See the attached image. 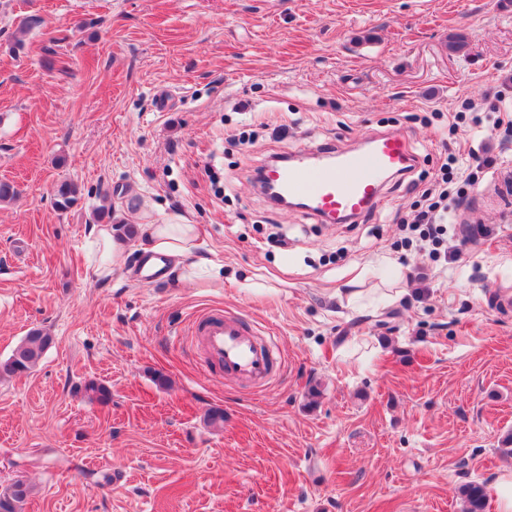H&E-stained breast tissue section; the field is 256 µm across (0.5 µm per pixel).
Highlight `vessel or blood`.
<instances>
[{
	"mask_svg": "<svg viewBox=\"0 0 512 512\" xmlns=\"http://www.w3.org/2000/svg\"><path fill=\"white\" fill-rule=\"evenodd\" d=\"M415 163L406 136L388 131L351 150L272 161L263 166L261 178L275 205H296L323 223L345 224L372 210L387 180ZM192 330L226 377L255 386L270 381L278 348L262 326L209 309L194 318Z\"/></svg>",
	"mask_w": 512,
	"mask_h": 512,
	"instance_id": "obj_1",
	"label": "vessel or blood"
}]
</instances>
